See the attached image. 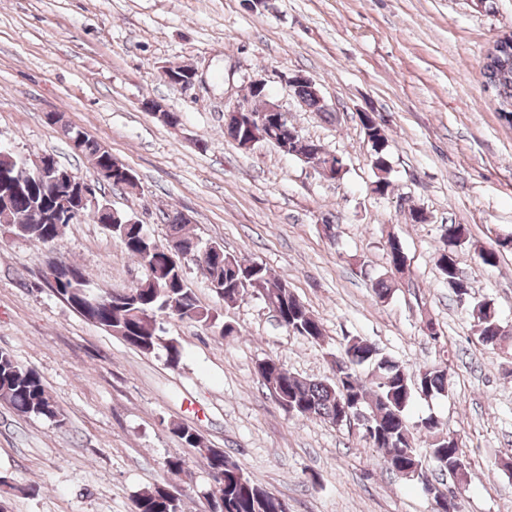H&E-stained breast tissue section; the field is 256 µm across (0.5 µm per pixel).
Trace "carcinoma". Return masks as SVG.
<instances>
[{
  "label": "carcinoma",
  "instance_id": "carcinoma-1",
  "mask_svg": "<svg viewBox=\"0 0 512 512\" xmlns=\"http://www.w3.org/2000/svg\"><path fill=\"white\" fill-rule=\"evenodd\" d=\"M483 78L485 87L495 97L497 111L512 123V44L503 46L485 63ZM293 92L310 111H325L309 86L299 85ZM361 124L371 144L373 190L382 194L390 187L391 172L385 127L380 123L369 125L364 120ZM264 133L274 138L277 149L286 155L296 153L318 166L328 162L330 153L312 140L295 137L296 127L288 119L269 130L243 123L229 130L227 136L240 146ZM79 152L94 168L111 160L102 145L87 135L80 142ZM0 198L7 199V204L0 208V222L12 225V233L17 236L50 245L69 224L62 214L76 210L103 225L141 266L144 277L130 289L96 293L90 288L86 273L71 263H63L61 267L70 270L72 278L47 283L55 295L85 320L129 347L144 354L162 348L167 365L179 367L182 346L173 338L163 337V320L167 316L198 323L222 338L239 335L238 328L221 320L218 311L198 304L186 285L183 266L167 257L164 245L150 237L144 225L129 224L121 214L114 220L110 210L81 204L74 187L68 183L50 179L35 181L24 158L3 149H0ZM166 223L168 238L193 242V236L180 223L179 212L167 214ZM466 242L468 230L464 225H448L439 249L438 269L457 300L470 307L477 322L478 340L494 349L512 336L504 331L489 301L471 303L470 282L459 274L457 262L458 247ZM508 249H512V239L499 240L496 246L480 250L479 261L485 267L494 268L499 264L500 253ZM188 260L204 271L210 288L225 305L232 306L252 293L275 312L280 327L315 343L323 341L324 329L319 319L290 291L287 282L271 276L263 265L226 252L218 242L195 246ZM373 292L379 302H387L394 293L392 278L377 279ZM362 366L370 368V377L360 376ZM256 372L266 388L275 390L279 404L292 418L320 419L343 426L347 419L344 409L353 412L362 408L367 413L363 437L370 447L383 454L388 469L397 475L406 470L416 473L423 465L415 446V427L406 416L410 403L418 395L445 394L451 387L449 368L427 367L413 375L361 336L345 339L341 352L334 358L331 378L300 377L270 357L256 363ZM0 399L21 416L44 418L57 425L64 423V414L39 373L22 366L3 350H0ZM418 426L432 436L429 461L436 470L455 474L462 483L467 481V462L456 434L444 428L434 416L421 419ZM171 432L184 445L196 450L219 488L224 506L215 509L205 493L208 512H288V503L282 497L252 481L224 451L207 446L196 428L174 423ZM133 512H183V505L167 487L155 486L135 498Z\"/></svg>",
  "mask_w": 512,
  "mask_h": 512
}]
</instances>
